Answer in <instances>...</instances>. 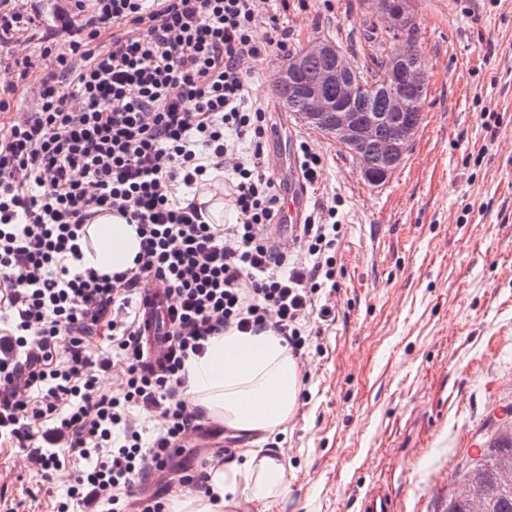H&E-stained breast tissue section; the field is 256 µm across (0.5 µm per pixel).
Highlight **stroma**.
Instances as JSON below:
<instances>
[{
  "label": "stroma",
  "mask_w": 512,
  "mask_h": 512,
  "mask_svg": "<svg viewBox=\"0 0 512 512\" xmlns=\"http://www.w3.org/2000/svg\"><path fill=\"white\" fill-rule=\"evenodd\" d=\"M64 0H31L36 22L0 41V74L43 68L34 46ZM289 52L336 44L376 72L392 49L372 0H274ZM411 38L426 72L424 116L381 184L276 97L285 57L247 64V103L271 113L277 187L297 141L322 157L308 205L337 198L339 287L333 320L300 362L293 416L278 431L290 493L268 512H361L376 490L401 512H444L458 468L488 420L512 407V0H412ZM70 482L0 446V512H53Z\"/></svg>",
  "instance_id": "obj_1"
}]
</instances>
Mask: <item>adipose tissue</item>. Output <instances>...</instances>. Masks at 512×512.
<instances>
[{
	"label": "adipose tissue",
	"mask_w": 512,
	"mask_h": 512,
	"mask_svg": "<svg viewBox=\"0 0 512 512\" xmlns=\"http://www.w3.org/2000/svg\"><path fill=\"white\" fill-rule=\"evenodd\" d=\"M91 245L81 263L98 273L132 267L140 245L134 225L112 215L89 231ZM185 394L215 423L263 436L284 426L294 412L297 367L282 336L264 329H231L212 337L203 355L185 363ZM242 461L211 466L206 491H176L172 512H249L287 497L290 487L284 451L246 448Z\"/></svg>",
	"instance_id": "adipose-tissue-1"
}]
</instances>
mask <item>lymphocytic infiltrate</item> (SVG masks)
I'll return each mask as SVG.
<instances>
[{
  "label": "lymphocytic infiltrate",
  "mask_w": 512,
  "mask_h": 512,
  "mask_svg": "<svg viewBox=\"0 0 512 512\" xmlns=\"http://www.w3.org/2000/svg\"><path fill=\"white\" fill-rule=\"evenodd\" d=\"M270 0H69V40L42 36L33 110L12 113L0 89V443L37 470L70 471L56 512H167L143 488L174 473L202 432L183 394L185 361L228 329H273L301 357L310 317L328 321L337 288L335 203L311 213L292 247L277 246L282 197L269 168L266 112L246 103L244 65L285 52L260 42ZM224 174L236 221L210 224L198 190ZM136 227L132 268H82L80 241L107 214ZM169 301V352L148 362L138 312L147 283ZM107 337L111 355L96 340ZM118 370L119 395L99 376ZM157 414L150 443L130 408Z\"/></svg>",
  "instance_id": "obj_1"
}]
</instances>
